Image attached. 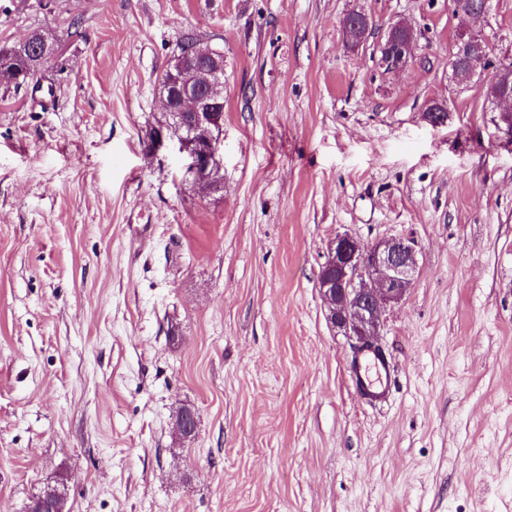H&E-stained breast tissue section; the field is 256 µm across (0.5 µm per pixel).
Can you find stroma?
<instances>
[{
  "label": "stroma",
  "mask_w": 512,
  "mask_h": 512,
  "mask_svg": "<svg viewBox=\"0 0 512 512\" xmlns=\"http://www.w3.org/2000/svg\"><path fill=\"white\" fill-rule=\"evenodd\" d=\"M396 22L418 39L387 73ZM464 26L453 0H0V44L61 43L41 92L0 80V512L59 475L69 512H512V148L493 69L448 77ZM190 29L224 51L211 194L144 149ZM343 234L417 250L382 402L318 288ZM371 30V18L362 11L349 13L343 21V38L353 48H358L363 44ZM416 40V34L410 26L404 23L393 25L378 46L379 67L390 72L405 69L413 58Z\"/></svg>",
  "instance_id": "35a3bbf8"
}]
</instances>
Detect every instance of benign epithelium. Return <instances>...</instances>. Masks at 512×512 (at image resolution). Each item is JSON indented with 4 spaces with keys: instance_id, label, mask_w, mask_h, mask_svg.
I'll list each match as a JSON object with an SVG mask.
<instances>
[{
    "instance_id": "1",
    "label": "benign epithelium",
    "mask_w": 512,
    "mask_h": 512,
    "mask_svg": "<svg viewBox=\"0 0 512 512\" xmlns=\"http://www.w3.org/2000/svg\"><path fill=\"white\" fill-rule=\"evenodd\" d=\"M473 17V23L457 36L453 51L468 55L471 63L481 60L497 71L501 92L493 101V111L498 113V130L511 143L512 61L490 60L484 52L480 29L484 14L475 11ZM371 30V18L362 11L349 13L343 21V38L353 48L363 44ZM415 44L413 28L404 23L393 25L378 46L379 67L390 72L405 69L413 58ZM197 67L198 59L187 53L176 68L169 69L167 121L151 129L147 151L156 156L177 142L179 151L190 158L186 176L196 185H209L223 178L222 107L216 98L202 102L187 81V70ZM424 119L433 127H441L447 124L448 113L443 111V105L433 103L426 108ZM417 270V252L407 238L382 239L363 246L347 234L336 236L319 276L331 327L362 341H377L382 313L404 298L414 285Z\"/></svg>"
}]
</instances>
